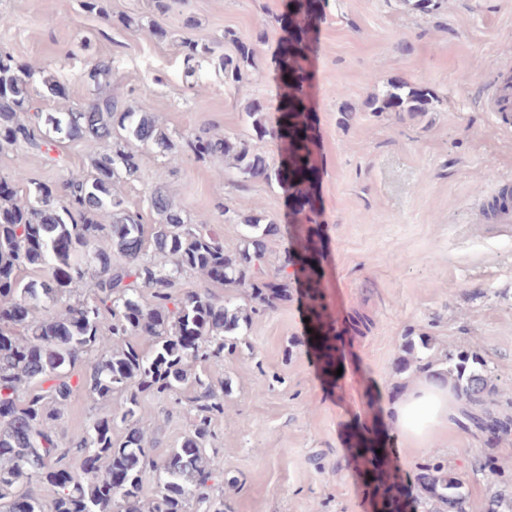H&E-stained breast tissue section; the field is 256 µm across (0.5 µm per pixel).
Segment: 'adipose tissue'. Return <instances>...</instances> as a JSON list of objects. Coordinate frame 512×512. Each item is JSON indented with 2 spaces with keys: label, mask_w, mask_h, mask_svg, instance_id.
<instances>
[{
  "label": "adipose tissue",
  "mask_w": 512,
  "mask_h": 512,
  "mask_svg": "<svg viewBox=\"0 0 512 512\" xmlns=\"http://www.w3.org/2000/svg\"><path fill=\"white\" fill-rule=\"evenodd\" d=\"M469 412L450 387L425 381L393 402L380 429L387 446L426 448L442 430L465 424Z\"/></svg>",
  "instance_id": "ef3b65f1"
}]
</instances>
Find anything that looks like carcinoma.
<instances>
[{
  "label": "carcinoma",
  "mask_w": 512,
  "mask_h": 512,
  "mask_svg": "<svg viewBox=\"0 0 512 512\" xmlns=\"http://www.w3.org/2000/svg\"><path fill=\"white\" fill-rule=\"evenodd\" d=\"M323 0H285L288 26L274 51L275 79L281 89L270 118L254 98L244 112L252 136L276 142L282 159L272 164L252 150L248 140L195 135L174 142L145 112H132L112 91H101L87 105L66 112H46L30 94L36 72L15 64L0 47V149L45 147L83 138L138 143V147L100 152L90 159V172L69 176L58 185L34 183L22 196L15 183L26 180L15 171L13 186H0V512H14V501H28V512H224V498L210 495L208 482L224 477V458L207 448L212 417L224 415V400L210 374L192 371L197 363L218 362L233 351L260 307L286 291L284 284L264 276V239L280 232L272 219L238 214L223 203L224 219L245 224L252 235L230 254L211 232L206 219L187 223L166 191L150 196L157 215L145 235L139 214L128 209L115 190L123 180L139 178L141 148L152 147L177 163L186 152L198 160L221 155L229 160L224 180L245 190L262 179L287 188L296 248L289 264L299 266L307 288L324 277L323 253L313 240L319 223L320 181L315 108L308 89L313 79L310 55ZM266 33L246 43L224 31L234 54L215 56L211 44L181 40L184 62L194 71L218 62L224 84L238 92L263 78L258 45ZM95 83L112 77V64L89 63ZM438 96L429 88L397 79L373 91L372 112H428ZM103 238L112 251L102 249ZM41 274L25 280L21 272ZM220 272L226 286L248 288L255 306L249 310L218 304L202 292H182L179 279L194 272L212 280ZM149 291L150 302H141ZM314 347L323 372L335 375L337 336L326 327L316 306L308 308ZM143 337L142 348L131 338ZM431 342L409 340L395 364L403 374L415 369L451 386L456 395L479 407L469 416L487 441L512 434V395L492 383L483 358L469 349L450 350L431 360ZM195 422L180 446L158 457L135 420L143 393L174 397L186 386ZM85 387L103 404L87 434L76 446H65L56 421L74 391ZM125 396V409L112 411V395ZM125 430L122 440L113 431ZM368 463L383 488V508L401 512L403 487L387 454L370 449ZM502 487L489 495L487 512H512V473L494 457L485 458ZM153 470L159 483L148 500L142 498L143 475ZM416 483L425 498L446 512H465L466 492L458 474L432 456L419 465ZM52 490L49 504L34 491Z\"/></svg>",
  "instance_id": "cac0c4a2"
}]
</instances>
